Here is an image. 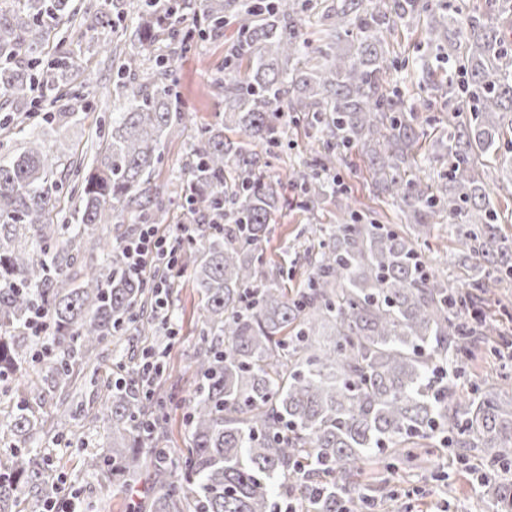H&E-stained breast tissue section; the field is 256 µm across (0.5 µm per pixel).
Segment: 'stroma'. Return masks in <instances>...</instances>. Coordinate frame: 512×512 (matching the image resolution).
<instances>
[{
  "mask_svg": "<svg viewBox=\"0 0 512 512\" xmlns=\"http://www.w3.org/2000/svg\"><path fill=\"white\" fill-rule=\"evenodd\" d=\"M230 44L229 35L204 34L197 37L192 50L176 57L174 67L179 79V93L197 123L214 122L219 99L212 87V75L224 61ZM92 68L99 70L101 86L95 94L93 110L83 123L69 126H51L41 117L31 120L37 132L63 144L70 158L76 159L89 151L95 140L96 119L111 111L112 100L107 92L112 87L113 71L109 58L89 53ZM342 183L362 203L387 216L390 223H397L393 207L373 199L366 182V162L363 156L353 155L351 164L340 171ZM288 204L277 213L270 226V234L262 247L267 260L274 265L303 267L304 252L313 240L308 233L311 220L308 212L298 204V193L287 190ZM170 310L180 328L178 341L167 358L166 386L175 388L179 396H188L193 386V369L190 357L198 341L197 320L200 299L190 276H183L169 291ZM68 434L63 439L38 435L37 443L55 464V473L64 480L62 495H77L79 512H136L142 501L143 484L124 488L112 486L104 478L83 471L81 459L89 451H103L111 437V429L101 421L78 417L68 420ZM447 473L443 496L447 498L449 512H490L489 508L475 510L479 496L471 477L455 465L454 459L441 457L436 467L415 470L406 478H397L381 485L378 493L380 512H432L434 505L422 491L440 473Z\"/></svg>",
  "mask_w": 512,
  "mask_h": 512,
  "instance_id": "35a3bbf8",
  "label": "stroma"
}]
</instances>
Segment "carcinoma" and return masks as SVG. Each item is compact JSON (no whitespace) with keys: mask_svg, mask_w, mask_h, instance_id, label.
<instances>
[{"mask_svg":"<svg viewBox=\"0 0 512 512\" xmlns=\"http://www.w3.org/2000/svg\"><path fill=\"white\" fill-rule=\"evenodd\" d=\"M127 11L139 24L130 51L112 53L115 106L96 122L90 162H63L65 148L45 136L0 152V381L13 383L0 420L10 437L0 512L56 501L50 458L29 448L56 393L130 332L159 329L153 288L128 267L124 240L106 242L107 263L80 280L76 239L127 220L128 236L166 224L176 204L197 220L180 260L202 302L184 401L190 447L172 466L162 437L174 393L158 386L145 396L132 367L100 386L112 437L82 457L86 471L150 485L151 512H276L290 490L312 512H337L336 488L364 508L379 475L424 466L441 447L491 471L512 465V399L498 394L512 376L463 385L458 368L509 344L488 301L512 283V238L483 173L492 163L512 175V0L469 12L449 0H100L92 14L73 0H0V111L17 115L16 134L36 90L50 125L91 110L99 76L82 50L59 42L58 57L45 56L60 23L80 39ZM227 24L238 37L214 77L222 117L199 126L176 91L173 56L192 49L195 33ZM415 25L423 52L398 65L388 38ZM161 34L168 56L156 53ZM409 68L440 98L427 129L393 84L392 72ZM290 121L318 148L272 175ZM188 128L185 164L158 182L166 143ZM425 142L429 162L445 168L431 183L417 174ZM356 151L373 196L404 223L352 207L337 171ZM286 184L309 212L336 210L335 224L315 229L308 274L292 293L280 285L284 267H267L262 252ZM63 194L75 206L56 220ZM447 218L459 221L462 248L453 282L423 252ZM39 309L53 334L31 379ZM480 493L492 512H512V481L491 477Z\"/></svg>","mask_w":512,"mask_h":512,"instance_id":"1","label":"carcinoma"}]
</instances>
